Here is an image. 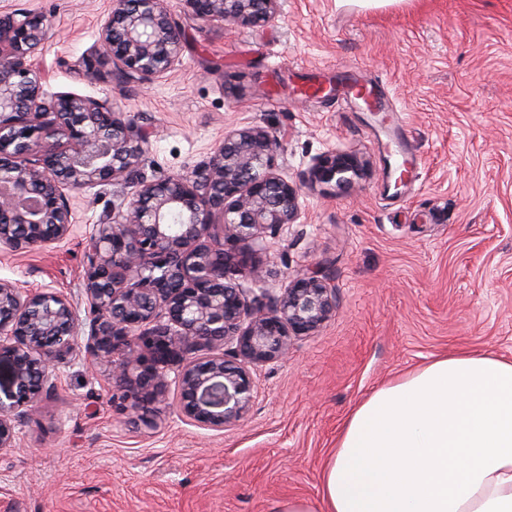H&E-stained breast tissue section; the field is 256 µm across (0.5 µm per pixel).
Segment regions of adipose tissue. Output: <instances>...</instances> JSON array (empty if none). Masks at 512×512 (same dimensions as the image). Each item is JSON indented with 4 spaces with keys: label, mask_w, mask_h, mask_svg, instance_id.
Here are the masks:
<instances>
[{
    "label": "adipose tissue",
    "mask_w": 512,
    "mask_h": 512,
    "mask_svg": "<svg viewBox=\"0 0 512 512\" xmlns=\"http://www.w3.org/2000/svg\"><path fill=\"white\" fill-rule=\"evenodd\" d=\"M322 499L326 512H512V359L452 354L374 390Z\"/></svg>",
    "instance_id": "adipose-tissue-1"
}]
</instances>
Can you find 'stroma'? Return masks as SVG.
Instances as JSON below:
<instances>
[{
    "mask_svg": "<svg viewBox=\"0 0 512 512\" xmlns=\"http://www.w3.org/2000/svg\"><path fill=\"white\" fill-rule=\"evenodd\" d=\"M110 5L0 0V12L45 16L36 60L46 93L108 94L155 128L147 177L193 169L229 126L281 137L278 163L301 187L302 214L263 256L265 285L321 270L336 309L294 340L287 362L256 370L248 414L221 433L179 418L173 393L155 427L134 423L110 366L80 349L20 447L0 451V512H279L291 499L322 512L324 466L375 389L452 352L512 358V0H285L274 21L232 31L170 0L185 36L181 67L120 90L71 67ZM312 71L327 85L376 80L386 111L303 96ZM389 128L420 160L418 176L396 189L378 137ZM336 149L355 154L363 176L310 183L313 158ZM123 192L77 193L71 236L26 254L0 250V279L64 291L85 311L84 238Z\"/></svg>",
    "mask_w": 512,
    "mask_h": 512,
    "instance_id": "35a3bbf8",
    "label": "stroma"
}]
</instances>
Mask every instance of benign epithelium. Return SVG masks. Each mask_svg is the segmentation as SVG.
<instances>
[{
	"label": "benign epithelium",
	"instance_id": "1",
	"mask_svg": "<svg viewBox=\"0 0 512 512\" xmlns=\"http://www.w3.org/2000/svg\"><path fill=\"white\" fill-rule=\"evenodd\" d=\"M195 19L225 28L268 23L283 0H180ZM48 38L37 12H0V248L26 253L71 235L73 194L129 188L86 237L82 290L89 319L68 294L0 280V449L19 445L42 396L81 340L112 364L126 412L151 427L150 408L177 388L178 415L210 431L240 421L257 368L288 359L292 337L318 331L336 288L307 271L273 292L254 289L256 259L301 215L298 187L278 164L281 141L259 126L224 131L200 166L149 179L154 131L112 97H47L34 55ZM182 32L168 0H112L96 43L73 63L89 83L151 85L181 65ZM356 155L327 151L311 181L348 185Z\"/></svg>",
	"mask_w": 512,
	"mask_h": 512
}]
</instances>
